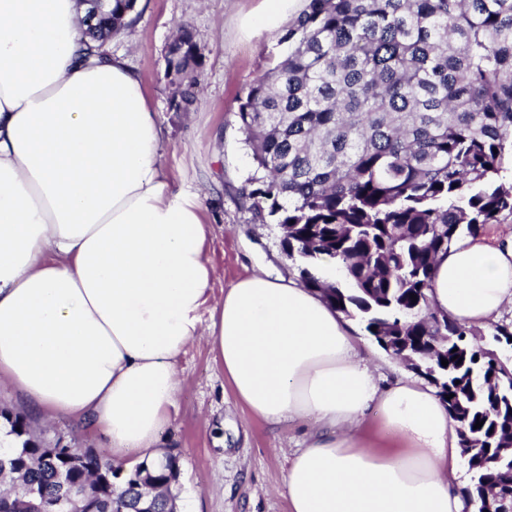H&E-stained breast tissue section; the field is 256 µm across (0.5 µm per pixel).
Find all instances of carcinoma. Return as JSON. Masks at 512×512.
<instances>
[{
	"label": "carcinoma",
	"instance_id": "1",
	"mask_svg": "<svg viewBox=\"0 0 512 512\" xmlns=\"http://www.w3.org/2000/svg\"><path fill=\"white\" fill-rule=\"evenodd\" d=\"M135 5L113 0L91 36L128 29ZM278 43L286 53L240 98L256 163L242 194L258 221L288 225L302 286L375 341L405 337L424 366L448 337L422 376L459 423L467 496L495 489L491 512H512L509 356L428 304L436 256L512 219V0H309ZM196 65L183 29L167 56L179 110ZM325 259L340 279L320 274ZM8 426L20 446L0 453V512H138L146 499L169 512L174 456L124 476L87 448L48 446L20 415Z\"/></svg>",
	"mask_w": 512,
	"mask_h": 512
}]
</instances>
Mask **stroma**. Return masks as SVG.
Masks as SVG:
<instances>
[{
    "label": "stroma",
    "instance_id": "obj_1",
    "mask_svg": "<svg viewBox=\"0 0 512 512\" xmlns=\"http://www.w3.org/2000/svg\"><path fill=\"white\" fill-rule=\"evenodd\" d=\"M307 4L290 0L287 14L270 26L263 0H138L130 29L106 45L125 55L144 81L166 131L162 162L176 186L203 198L204 219L214 228L209 255L217 301L232 282L259 269L274 277L298 275L281 228L258 223L241 196L255 163L237 112L243 89L280 53V33ZM182 25L194 36L199 61L196 99L186 110L172 106L177 83L167 70L168 47ZM177 371L175 408L159 446L178 461L180 512H290L283 479L310 422L274 428L252 417L205 340L187 347ZM0 411L25 417L52 445L112 455L102 434L67 415L43 418L4 385Z\"/></svg>",
    "mask_w": 512,
    "mask_h": 512
}]
</instances>
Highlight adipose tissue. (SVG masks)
<instances>
[{
	"label": "adipose tissue",
	"instance_id": "adipose-tissue-1",
	"mask_svg": "<svg viewBox=\"0 0 512 512\" xmlns=\"http://www.w3.org/2000/svg\"><path fill=\"white\" fill-rule=\"evenodd\" d=\"M85 16L78 0H0V383L101 433L114 465L156 464L177 359L202 336L253 417L313 423L284 477L290 512H478L441 398L380 383L319 293L256 272L209 306L203 201L161 162L140 74L89 54ZM429 298L470 327L500 321L512 231L440 253Z\"/></svg>",
	"mask_w": 512,
	"mask_h": 512
}]
</instances>
